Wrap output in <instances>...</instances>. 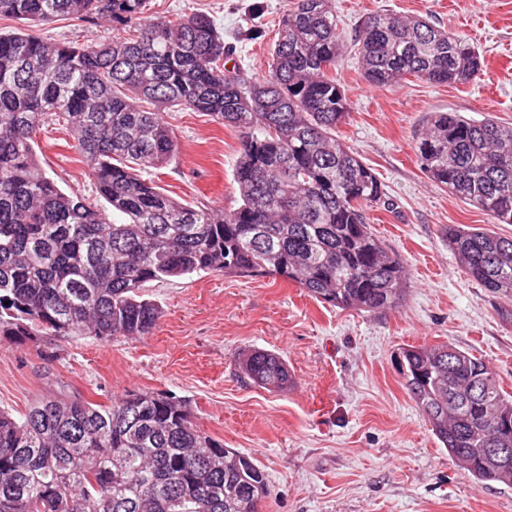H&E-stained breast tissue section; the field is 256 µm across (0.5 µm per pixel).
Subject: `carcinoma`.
<instances>
[{
    "label": "carcinoma",
    "instance_id": "carcinoma-1",
    "mask_svg": "<svg viewBox=\"0 0 512 512\" xmlns=\"http://www.w3.org/2000/svg\"><path fill=\"white\" fill-rule=\"evenodd\" d=\"M147 3L0 0V17L22 24L0 34V333L146 336L161 311L145 284L215 272L279 275L335 307L397 306L403 260L370 229L383 185L336 139L349 102L333 75L346 44L331 0H294L261 79L226 67L231 49L212 17H152ZM65 15L123 34L85 45L37 33ZM354 46L377 87L409 76L465 84L484 63L470 39L386 11L361 22ZM174 107L238 134L237 208L183 204L144 177L178 151L162 118ZM51 120L71 130L96 193L123 222L46 175L35 137ZM415 150L430 179L512 224V125L434 112ZM447 234L469 276L511 302L512 237L457 225ZM398 364L459 466L511 486L512 470L482 460L484 448H512V395L486 362L440 345L405 348ZM239 367L260 387L290 382L268 351H248ZM268 491L258 464L161 394L108 405L48 397L20 417L0 410V512H258Z\"/></svg>",
    "mask_w": 512,
    "mask_h": 512
}]
</instances>
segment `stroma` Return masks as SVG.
<instances>
[{
    "mask_svg": "<svg viewBox=\"0 0 512 512\" xmlns=\"http://www.w3.org/2000/svg\"><path fill=\"white\" fill-rule=\"evenodd\" d=\"M261 11H254V4ZM292 0H150L157 16L204 12L233 46V63L266 74L280 18ZM346 37L369 13L423 17L469 38L485 59L466 85L408 78L399 86L368 83L354 49L336 76L350 104L336 136L384 186L388 204L371 211L374 234L401 256L408 276L398 307L338 308L279 276L204 274L147 283L161 316L146 336L0 334V410L20 415L47 396L99 404L129 393L184 401L199 429L255 460L269 495L263 512H512V486L481 483L437 441L402 385V348L451 344L482 357L512 394V319L503 299L471 279L448 246L449 225H477L512 237L433 182L415 151V133L432 112H457L512 123V0H332ZM51 41L96 43L111 24L60 17L44 25ZM164 120L179 150L152 171L157 189L193 205L233 209L236 132L187 109ZM38 159L67 192L91 195L89 167L58 126L35 138ZM281 356L288 388L268 390L239 369L241 353Z\"/></svg>",
    "mask_w": 512,
    "mask_h": 512,
    "instance_id": "stroma-1",
    "label": "stroma"
}]
</instances>
